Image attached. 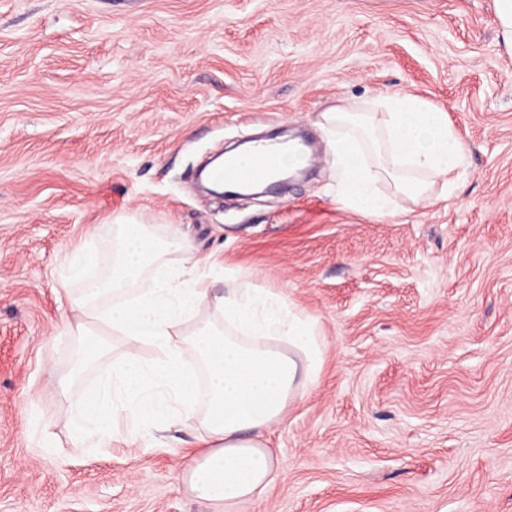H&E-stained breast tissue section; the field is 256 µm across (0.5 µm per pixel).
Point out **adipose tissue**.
Here are the masks:
<instances>
[{"label": "adipose tissue", "mask_w": 512, "mask_h": 512, "mask_svg": "<svg viewBox=\"0 0 512 512\" xmlns=\"http://www.w3.org/2000/svg\"><path fill=\"white\" fill-rule=\"evenodd\" d=\"M317 124L336 173L340 208L393 215L398 199L432 203L434 188L451 192L466 147L447 112L410 96L377 95L319 113ZM388 193H381L380 184ZM112 242L106 259L77 246L105 275L73 288L62 284L77 340L59 379L68 392L89 370L99 388L67 400L74 446L136 442L172 424L198 425L202 453L191 456L184 481L198 500L233 505L262 496L279 460L267 446L302 382H316L321 345L312 316L284 295L238 285L216 292L210 258L176 231L160 234L134 216L103 225ZM158 357L144 362L142 348Z\"/></svg>", "instance_id": "adipose-tissue-1"}]
</instances>
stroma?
Returning a JSON list of instances; mask_svg holds the SVG:
<instances>
[{"label": "stroma", "mask_w": 512, "mask_h": 512, "mask_svg": "<svg viewBox=\"0 0 512 512\" xmlns=\"http://www.w3.org/2000/svg\"><path fill=\"white\" fill-rule=\"evenodd\" d=\"M496 0H0V512H225L182 478L194 430L73 447L58 272L98 225L178 230L316 321L317 384L272 426L269 491L232 512H512V49ZM377 94L447 112V199L338 208L319 112ZM306 134L287 193L197 168ZM49 435H42V423Z\"/></svg>", "instance_id": "1"}]
</instances>
